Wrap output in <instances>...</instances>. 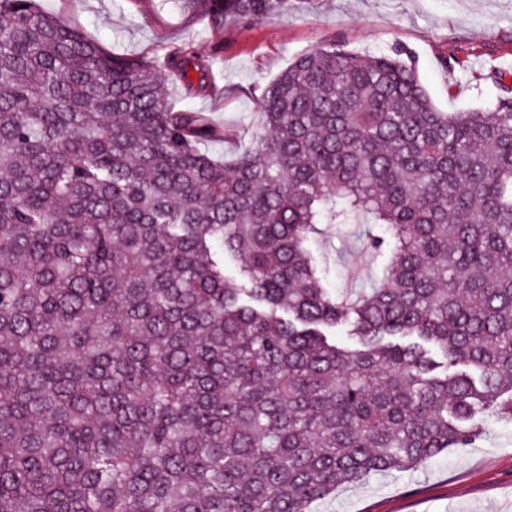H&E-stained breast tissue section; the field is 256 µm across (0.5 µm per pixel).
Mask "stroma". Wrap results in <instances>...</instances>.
Instances as JSON below:
<instances>
[{"label": "stroma", "instance_id": "35a3bbf8", "mask_svg": "<svg viewBox=\"0 0 512 512\" xmlns=\"http://www.w3.org/2000/svg\"><path fill=\"white\" fill-rule=\"evenodd\" d=\"M41 8L94 38L106 51L163 61L188 46L212 62L209 85L175 108L208 115L235 139L209 151L232 160L246 150L256 121L251 89L292 59L329 42L362 53L405 47L434 104L444 112L486 110L512 75V0H289L265 22H228L181 11L175 0H39ZM324 287L345 294L378 283L381 263L351 230L314 238ZM485 436L401 473L371 475L313 502L310 512H512V421L483 417Z\"/></svg>", "mask_w": 512, "mask_h": 512}]
</instances>
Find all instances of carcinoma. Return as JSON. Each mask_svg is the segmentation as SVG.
<instances>
[{
    "label": "carcinoma",
    "mask_w": 512,
    "mask_h": 512,
    "mask_svg": "<svg viewBox=\"0 0 512 512\" xmlns=\"http://www.w3.org/2000/svg\"><path fill=\"white\" fill-rule=\"evenodd\" d=\"M210 69L0 0V512H308L512 421V96L442 112L405 49L331 42L226 165L165 92ZM320 224L363 226L377 287H323Z\"/></svg>",
    "instance_id": "obj_1"
}]
</instances>
